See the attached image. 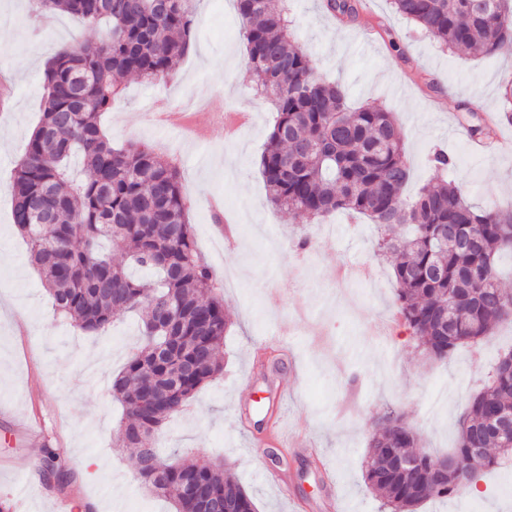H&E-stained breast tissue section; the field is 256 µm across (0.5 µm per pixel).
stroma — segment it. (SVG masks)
I'll list each match as a JSON object with an SVG mask.
<instances>
[{
  "label": "stroma",
  "mask_w": 512,
  "mask_h": 512,
  "mask_svg": "<svg viewBox=\"0 0 512 512\" xmlns=\"http://www.w3.org/2000/svg\"><path fill=\"white\" fill-rule=\"evenodd\" d=\"M335 16L322 0H290L296 36L317 73L340 84L350 107L393 112L411 163L408 193L432 182L430 153L448 152V176L479 207L512 206V153L471 152L470 128L501 109L512 79V44L491 56L450 53L390 0H356ZM195 38L172 76L121 80L102 125L114 146L149 143L179 169L197 248L225 289L231 326L224 373L198 390L186 414L155 437L162 459L199 456L232 468L258 512H385L367 490L362 462L373 420L393 406L423 447L455 446L457 424L497 352L512 348V324L494 345L458 348L427 362L395 315L392 262L360 215L289 217L274 208L258 168L273 109L256 95L233 0H196ZM35 0H0V500L46 450L79 473L75 502L96 512H175L136 478L134 458L116 446L121 410L110 388L138 340L136 317L89 334L56 318L27 246L12 220L10 183L42 112L45 63L59 47L105 36ZM308 235L303 258L293 246ZM40 414L42 434L28 444L16 424ZM283 433L263 455L244 449L247 433ZM95 459L85 470L86 459ZM280 467L289 496L267 481ZM478 496L424 503L420 512H512V471L480 480Z\"/></svg>",
  "instance_id": "obj_1"
}]
</instances>
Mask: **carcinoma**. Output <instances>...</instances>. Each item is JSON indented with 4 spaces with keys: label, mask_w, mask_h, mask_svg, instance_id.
<instances>
[{
    "label": "carcinoma",
    "mask_w": 512,
    "mask_h": 512,
    "mask_svg": "<svg viewBox=\"0 0 512 512\" xmlns=\"http://www.w3.org/2000/svg\"><path fill=\"white\" fill-rule=\"evenodd\" d=\"M90 25L110 24L107 37L63 47L46 67L43 109L12 183L13 223L29 246L54 316L89 333L137 312L142 344L112 383L128 433L118 447L140 458L145 442L194 394L223 372L220 352L229 318L216 277L194 240L177 166L146 144L116 149L100 126L119 93L114 77L166 78L187 52L195 0H38ZM442 49L491 54L512 44V0H392ZM256 91L277 117L259 159L269 201L290 216L319 218L338 210L368 216L380 229L378 251L393 256L396 314L431 362L460 345L486 342L512 319V292L501 287L499 260L512 255V210L476 207L448 179L450 159L433 155L436 183L408 199L410 166L393 113L352 110L341 85L316 73L293 32L288 0H235ZM78 162L85 177L70 178ZM119 244L116 263L107 245ZM168 305L174 324L157 319ZM497 357L463 414L452 454L466 461L448 471L425 452L417 430L388 407L372 427L363 479L387 512H418L421 504L457 496L494 468L512 464L493 429L512 414V370ZM57 453L38 470L59 490L77 477L55 470ZM139 478L176 512H214L189 498L193 481L229 512H257L253 497L230 471L198 459L138 469Z\"/></svg>",
    "instance_id": "cac0c4a2"
}]
</instances>
